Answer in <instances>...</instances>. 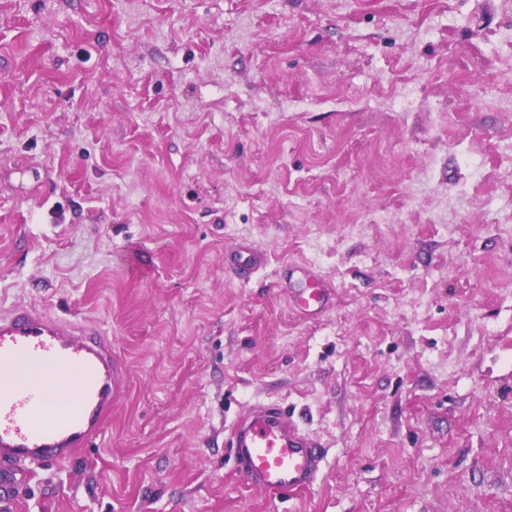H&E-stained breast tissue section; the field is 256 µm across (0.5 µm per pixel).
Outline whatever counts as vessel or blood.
<instances>
[{
    "label": "vessel or blood",
    "mask_w": 512,
    "mask_h": 512,
    "mask_svg": "<svg viewBox=\"0 0 512 512\" xmlns=\"http://www.w3.org/2000/svg\"><path fill=\"white\" fill-rule=\"evenodd\" d=\"M263 256L248 246L227 254L243 274ZM281 288L294 308L314 317L331 306L332 290L305 265L288 266ZM121 368L99 330L26 306L0 313V490L33 464L62 467L100 434L118 399ZM237 473L276 495L310 488L325 454L276 404L241 417L228 437Z\"/></svg>",
    "instance_id": "obj_1"
}]
</instances>
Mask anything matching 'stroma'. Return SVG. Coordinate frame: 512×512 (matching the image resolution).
Masks as SVG:
<instances>
[{"mask_svg": "<svg viewBox=\"0 0 512 512\" xmlns=\"http://www.w3.org/2000/svg\"><path fill=\"white\" fill-rule=\"evenodd\" d=\"M504 226L512 0H0V311L122 367L0 512H512ZM269 403L326 453L282 498L225 446ZM263 255L248 246H240L226 255L225 263L238 274L254 270L262 263ZM279 286L288 292L289 301L304 316L320 315L331 306L332 289L306 265H289Z\"/></svg>", "mask_w": 512, "mask_h": 512, "instance_id": "35a3bbf8", "label": "stroma"}]
</instances>
